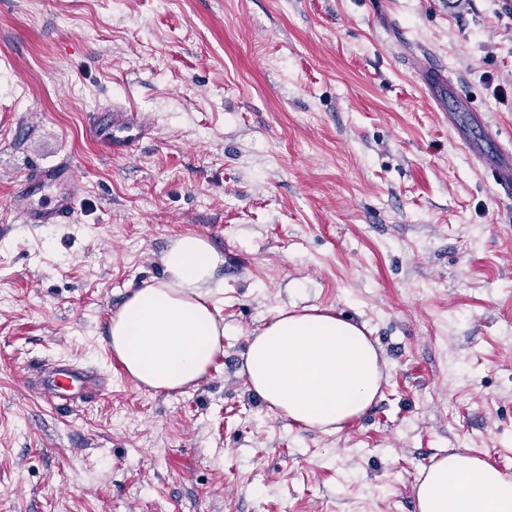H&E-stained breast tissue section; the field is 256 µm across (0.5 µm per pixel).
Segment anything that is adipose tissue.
Segmentation results:
<instances>
[{
	"mask_svg": "<svg viewBox=\"0 0 512 512\" xmlns=\"http://www.w3.org/2000/svg\"><path fill=\"white\" fill-rule=\"evenodd\" d=\"M220 254L203 238H175L162 256L166 278L134 291L110 323L113 352L129 376L156 391L202 380L222 348L210 308L224 283ZM250 390L293 423L337 431L380 392L379 355L362 327L332 310L278 309L244 354ZM418 512H512V477L479 457L451 453L414 485Z\"/></svg>",
	"mask_w": 512,
	"mask_h": 512,
	"instance_id": "1",
	"label": "adipose tissue"
}]
</instances>
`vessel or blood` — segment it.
Instances as JSON below:
<instances>
[{
  "label": "vessel or blood",
  "mask_w": 512,
  "mask_h": 512,
  "mask_svg": "<svg viewBox=\"0 0 512 512\" xmlns=\"http://www.w3.org/2000/svg\"><path fill=\"white\" fill-rule=\"evenodd\" d=\"M448 93L457 96L458 112H471L466 98L458 97L456 87H449ZM458 112L448 115L456 138L472 153L481 142L490 148L495 155L491 163L494 183L502 195L512 197V150L500 145L497 132L491 129L484 115L471 113L470 126L462 127L458 124ZM106 115L107 143L116 155L126 151L132 135L144 134L151 126L149 118L117 108L107 110ZM77 185V172L70 161L42 166L26 178L10 207L25 224H63L76 211ZM105 389L97 370L65 360L54 362L36 387L38 394L55 408L73 406L82 396L102 395Z\"/></svg>",
  "instance_id": "vessel-or-blood-1"
}]
</instances>
